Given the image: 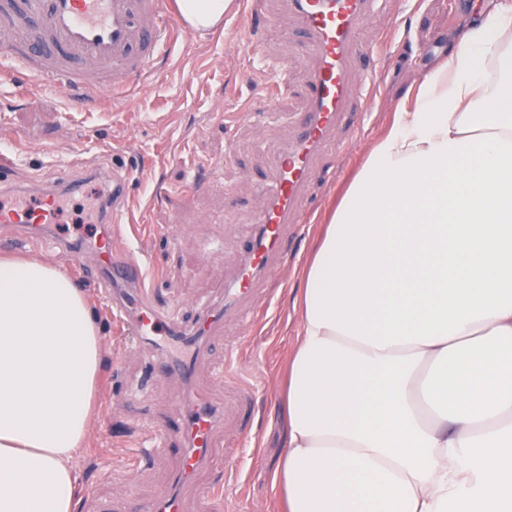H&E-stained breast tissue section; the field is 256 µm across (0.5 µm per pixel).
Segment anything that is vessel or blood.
Here are the masks:
<instances>
[{"label": "vessel or blood", "mask_w": 512, "mask_h": 512, "mask_svg": "<svg viewBox=\"0 0 512 512\" xmlns=\"http://www.w3.org/2000/svg\"><path fill=\"white\" fill-rule=\"evenodd\" d=\"M295 15L307 37L304 45L314 66L308 108L293 141L274 156L275 180L265 210L256 218V231L233 274L224 283L223 296L199 309L193 330L156 313L146 300L153 275L138 246L122 258L112 256L110 240L94 249L100 286L112 292V316L129 342L139 346L150 366L164 367L181 379L184 393L176 412V426L156 430L155 451L176 446L179 465L169 485L148 506L126 502L122 512H183V496L194 492L218 496L233 478L234 469L217 457L216 407L202 381L210 341L231 326L254 324L255 302L268 297L271 274L286 260L284 239L301 216V202L319 180L337 177L335 167L320 159L334 143L336 126L351 112L353 103L371 95L369 81H355L353 66L360 52L359 33L373 12L375 0H282ZM0 20L11 29L13 40L0 49V75L25 72V95L58 85L68 86L72 102L86 108L111 95L124 98L148 75L153 62L168 48L173 34L191 28L173 0H0ZM108 224L126 221L124 201L131 183L113 173ZM28 205L0 209V223L24 228V242L45 244L75 256L64 240L42 231L52 211L49 189L32 191ZM204 469L216 472L210 485L196 482Z\"/></svg>", "instance_id": "obj_1"}]
</instances>
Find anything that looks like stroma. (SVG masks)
<instances>
[{"label": "stroma", "mask_w": 512, "mask_h": 512, "mask_svg": "<svg viewBox=\"0 0 512 512\" xmlns=\"http://www.w3.org/2000/svg\"><path fill=\"white\" fill-rule=\"evenodd\" d=\"M488 2L381 0L366 22L362 47L383 36L388 43L375 59H357V68L375 65L378 83L365 112L351 113L337 128L336 144L324 158L339 175L309 192L304 207L313 210V220L289 240L288 260L275 273L278 287L261 324L225 331L227 340L240 344L233 372L251 394L248 413L238 415L223 382L210 383L216 405L226 408L218 429L223 439L238 442L232 460L238 479L225 486L223 502L192 501L189 512H273L269 475L283 445L276 386L296 342L298 314L290 297L315 231L365 151L392 123L396 108H414L424 74ZM261 10L257 55L239 51L245 27L238 22L216 35L177 40L152 66L151 94H130L120 106L106 99L96 107L74 108L63 86L38 94L32 105L15 90L22 73L0 80V152L10 153L16 164L11 186L0 197L12 198L28 185L65 174L87 176L85 196H56L57 216L49 230L75 245H92L101 222L88 217V204L112 171L126 172L141 250L159 274L148 300L185 325L194 322L197 304L223 290L266 205L262 184L273 176V156L306 109L313 67L302 49L306 37L284 9L267 2ZM269 62L280 67L279 77L261 72ZM250 112L260 114V121L247 120ZM196 178L205 183L202 191L189 187ZM69 271L91 301L103 350L95 419L74 461L82 487L78 512H99L103 503L129 498L152 501L178 460L161 453L143 465L137 456L151 431L176 411L180 384L167 374L148 372L139 348L119 333L78 265Z\"/></svg>", "instance_id": "35a3bbf8"}]
</instances>
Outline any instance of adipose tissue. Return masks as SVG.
Wrapping results in <instances>:
<instances>
[{"instance_id":"ef3b65f1","label":"adipose tissue","mask_w":512,"mask_h":512,"mask_svg":"<svg viewBox=\"0 0 512 512\" xmlns=\"http://www.w3.org/2000/svg\"><path fill=\"white\" fill-rule=\"evenodd\" d=\"M230 0H179L194 28ZM279 512H512V0L397 111L299 273ZM100 329L70 273L0 257V512H76Z\"/></svg>"}]
</instances>
